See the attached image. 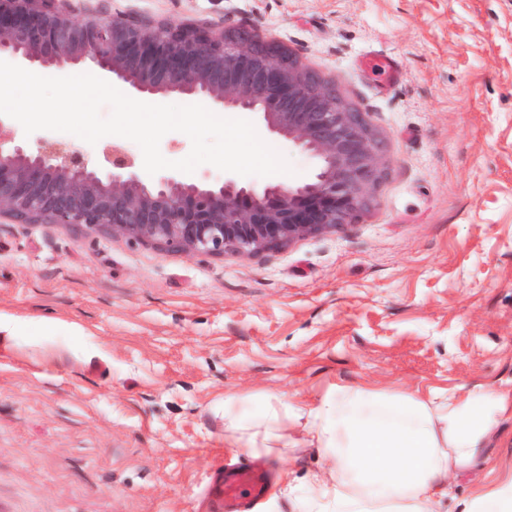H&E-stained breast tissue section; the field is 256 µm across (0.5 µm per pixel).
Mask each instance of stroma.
Masks as SVG:
<instances>
[{
	"mask_svg": "<svg viewBox=\"0 0 512 512\" xmlns=\"http://www.w3.org/2000/svg\"><path fill=\"white\" fill-rule=\"evenodd\" d=\"M174 24L287 45L384 138L371 208L255 255L174 254L58 224L0 223V512H204L212 472L250 458L224 414L339 388L512 390V0H112ZM397 60L387 83L361 67ZM292 174L318 159L267 137ZM295 491L312 448L261 458ZM512 468V410L456 499Z\"/></svg>",
	"mask_w": 512,
	"mask_h": 512,
	"instance_id": "35a3bbf8",
	"label": "stroma"
}]
</instances>
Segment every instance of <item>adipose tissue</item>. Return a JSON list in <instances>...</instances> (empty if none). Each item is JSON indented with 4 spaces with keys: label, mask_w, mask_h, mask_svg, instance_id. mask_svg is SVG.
Wrapping results in <instances>:
<instances>
[{
    "label": "adipose tissue",
    "mask_w": 512,
    "mask_h": 512,
    "mask_svg": "<svg viewBox=\"0 0 512 512\" xmlns=\"http://www.w3.org/2000/svg\"><path fill=\"white\" fill-rule=\"evenodd\" d=\"M503 393H413L364 387L325 396L317 405L270 398L260 427L224 417V438L270 450L303 423L323 457L301 502L310 512H446L451 475L469 470L507 408ZM462 512H512V471L478 484Z\"/></svg>",
    "instance_id": "obj_1"
}]
</instances>
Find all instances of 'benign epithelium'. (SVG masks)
Here are the masks:
<instances>
[{
	"instance_id": "7a95c632",
	"label": "benign epithelium",
	"mask_w": 512,
	"mask_h": 512,
	"mask_svg": "<svg viewBox=\"0 0 512 512\" xmlns=\"http://www.w3.org/2000/svg\"><path fill=\"white\" fill-rule=\"evenodd\" d=\"M0 60L59 71L90 63L147 101L162 93L252 112L317 156L313 180L257 188L230 173L150 175L119 142L78 149L18 139L0 114V221L59 224L167 252L255 255L334 231L367 210L386 174L383 139L336 85L280 42L224 30L77 10L71 0H0Z\"/></svg>"
}]
</instances>
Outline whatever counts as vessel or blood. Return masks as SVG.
Returning a JSON list of instances; mask_svg holds the SVG:
<instances>
[{"mask_svg":"<svg viewBox=\"0 0 512 512\" xmlns=\"http://www.w3.org/2000/svg\"><path fill=\"white\" fill-rule=\"evenodd\" d=\"M267 473L253 465L218 470L208 491L211 512H252L267 491Z\"/></svg>","mask_w":512,"mask_h":512,"instance_id":"1","label":"vessel or blood"}]
</instances>
